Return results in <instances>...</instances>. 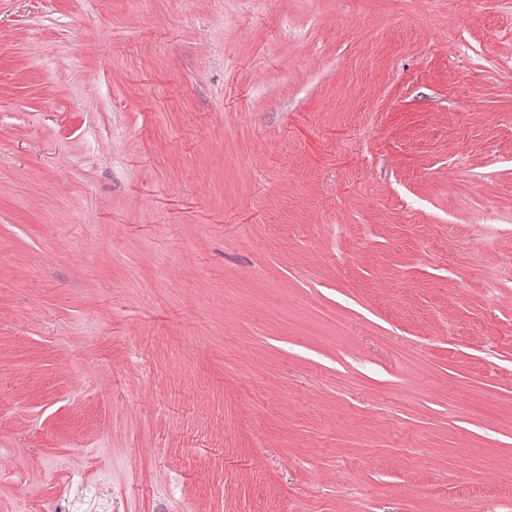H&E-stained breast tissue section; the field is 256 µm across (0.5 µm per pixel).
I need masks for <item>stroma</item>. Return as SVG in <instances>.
I'll return each mask as SVG.
<instances>
[{
	"instance_id": "stroma-1",
	"label": "stroma",
	"mask_w": 512,
	"mask_h": 512,
	"mask_svg": "<svg viewBox=\"0 0 512 512\" xmlns=\"http://www.w3.org/2000/svg\"><path fill=\"white\" fill-rule=\"evenodd\" d=\"M512 512V0H0V512Z\"/></svg>"
}]
</instances>
